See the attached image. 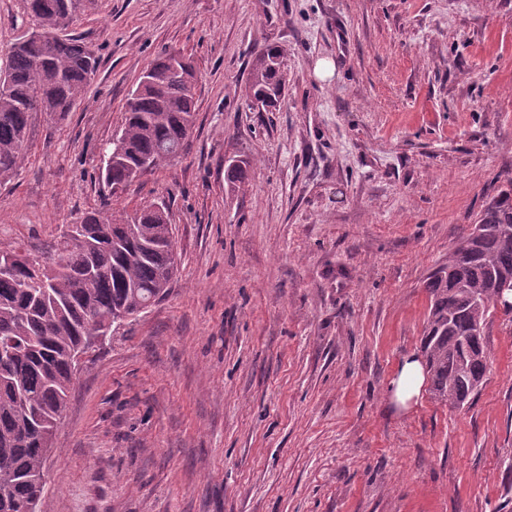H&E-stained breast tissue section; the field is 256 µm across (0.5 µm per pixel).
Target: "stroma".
Masks as SVG:
<instances>
[{
  "label": "stroma",
  "instance_id": "stroma-1",
  "mask_svg": "<svg viewBox=\"0 0 512 512\" xmlns=\"http://www.w3.org/2000/svg\"><path fill=\"white\" fill-rule=\"evenodd\" d=\"M69 32L99 66L33 119L0 250L163 202L179 273L83 359L37 512H512V314L469 408L390 390L429 274L512 181V0H96ZM268 45L269 112L247 94ZM164 51L199 72L195 126L113 196L105 150ZM285 50L279 46L263 48L253 61L249 78V97L264 108L276 107L285 87Z\"/></svg>",
  "mask_w": 512,
  "mask_h": 512
}]
</instances>
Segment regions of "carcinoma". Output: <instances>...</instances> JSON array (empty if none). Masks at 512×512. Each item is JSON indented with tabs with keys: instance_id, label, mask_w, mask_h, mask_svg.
<instances>
[{
	"instance_id": "carcinoma-1",
	"label": "carcinoma",
	"mask_w": 512,
	"mask_h": 512,
	"mask_svg": "<svg viewBox=\"0 0 512 512\" xmlns=\"http://www.w3.org/2000/svg\"><path fill=\"white\" fill-rule=\"evenodd\" d=\"M92 0H23L28 28L62 32L53 41L25 34L8 56V82L0 83V183L15 177L27 155L33 114L60 121L86 93L98 59L81 39L64 34ZM285 50L263 48L253 61L249 97L273 108L285 87ZM140 80L125 104V121L102 170L112 188L125 190L186 147L195 119L193 66L170 56ZM250 161L229 165L227 180H248ZM481 233L461 237L448 260L427 278L428 312L420 351L437 402L462 408L477 395L487 372L486 335H473L489 317L494 284L512 276V187L488 201L477 221ZM55 237L32 257L10 250L12 270L0 273V512H25L41 496L47 452L43 434L61 420L76 374L75 355L93 339L164 299L178 266L167 209L148 204L93 213Z\"/></svg>"
}]
</instances>
